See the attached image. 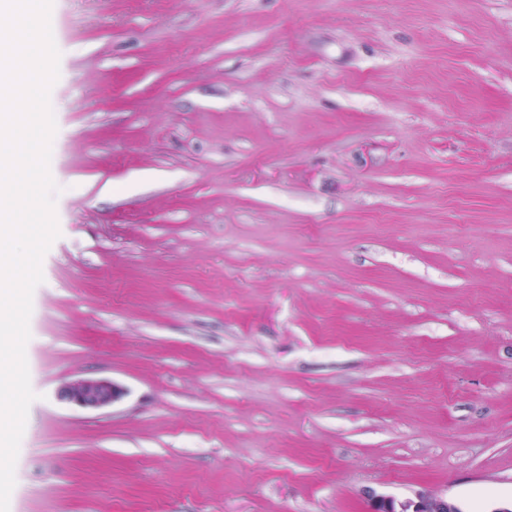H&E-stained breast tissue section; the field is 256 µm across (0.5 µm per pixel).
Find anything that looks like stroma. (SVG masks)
<instances>
[{"mask_svg": "<svg viewBox=\"0 0 512 512\" xmlns=\"http://www.w3.org/2000/svg\"><path fill=\"white\" fill-rule=\"evenodd\" d=\"M61 235L10 512L512 501V0H53ZM126 390L103 410L65 381ZM125 394V389L111 379L81 377L61 384L56 390V399L83 409L100 410L112 406Z\"/></svg>", "mask_w": 512, "mask_h": 512, "instance_id": "obj_1", "label": "stroma"}]
</instances>
